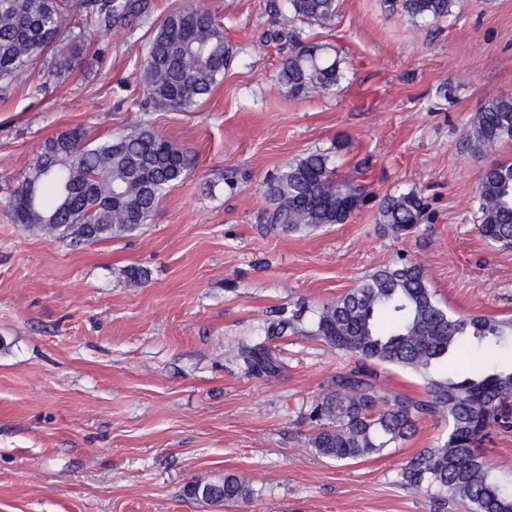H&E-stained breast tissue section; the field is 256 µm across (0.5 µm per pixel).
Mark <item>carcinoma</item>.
<instances>
[{"instance_id":"obj_1","label":"carcinoma","mask_w":512,"mask_h":512,"mask_svg":"<svg viewBox=\"0 0 512 512\" xmlns=\"http://www.w3.org/2000/svg\"><path fill=\"white\" fill-rule=\"evenodd\" d=\"M456 0H383L386 11L408 19L438 21L452 15ZM275 13L288 12L303 24L328 26L339 0H277ZM152 0H0V86L6 88L31 65L44 60L59 78H68L89 54L91 33L133 27L149 17ZM288 39L278 81L288 96L306 99L337 86L342 60L328 43L305 42L290 29L272 34ZM230 58L224 27L208 11L178 7L153 30L141 66L146 105L155 111L189 112L224 74ZM512 141V98L490 97L471 118L466 147L474 155ZM189 165L184 152L147 126L98 144L79 129L45 141L36 161L10 194L13 221L79 244L131 234L150 223L167 192ZM336 160L311 153L288 164L267 193L276 208L274 224L290 233L343 224L368 196L366 186L336 179ZM474 202L478 231L487 243L512 248V163L484 167ZM427 206L411 190L381 197L378 223L397 239L422 223ZM309 334L361 361L408 370L425 382V396L397 395L379 408L371 375L354 369L336 377L334 390L311 412L318 425L310 438L316 453L336 462L381 453L408 436L419 417L448 421L446 439L418 453L403 471L416 488L445 492L470 512H512V484L492 474L482 445L491 429L512 427V368L465 367L438 372L443 365L478 350L512 345V318L459 316L441 306L428 288L423 268L413 262L386 266L357 282L315 311ZM252 369L273 374V357L259 346L242 350ZM187 496L224 507L251 495L233 475L194 481Z\"/></svg>"}]
</instances>
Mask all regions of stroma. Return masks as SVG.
<instances>
[{
	"instance_id": "35a3bbf8",
	"label": "stroma",
	"mask_w": 512,
	"mask_h": 512,
	"mask_svg": "<svg viewBox=\"0 0 512 512\" xmlns=\"http://www.w3.org/2000/svg\"><path fill=\"white\" fill-rule=\"evenodd\" d=\"M186 4L218 14L229 65L192 111H145L135 65L158 17ZM153 5L136 28L93 34L98 57L68 80L38 63L0 90V512H466L402 479L444 422L346 464L311 448L312 407L357 361L302 330L401 261L449 310L512 318V249L479 235L473 204L480 169L512 162V142L485 156L463 143L486 98L512 97V0H457L454 17L418 25L341 0L331 26L303 35L333 44L344 76L304 100L277 80L287 48L271 34L291 22L269 0ZM140 124L190 158L150 224L75 247L14 223L10 193L47 139ZM316 152L374 198L346 223L282 231L265 182ZM410 190L427 220L401 240L375 200ZM296 312L301 332H277ZM257 345L276 373L248 370L241 351ZM374 370L382 395L424 392L410 371ZM227 474L249 499L219 511L183 494Z\"/></svg>"
}]
</instances>
